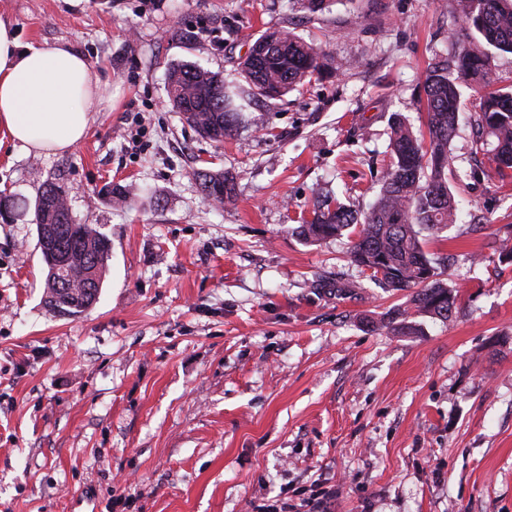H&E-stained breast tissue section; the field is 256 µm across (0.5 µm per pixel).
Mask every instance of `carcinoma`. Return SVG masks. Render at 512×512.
<instances>
[{
    "label": "carcinoma",
    "instance_id": "1",
    "mask_svg": "<svg viewBox=\"0 0 512 512\" xmlns=\"http://www.w3.org/2000/svg\"><path fill=\"white\" fill-rule=\"evenodd\" d=\"M457 19L470 31L469 44L448 58L432 62L423 88L425 121L390 122L389 163L376 173L379 193L366 211L324 198L312 217L292 229L308 244L332 237L355 236L351 262L370 278L395 291L410 292L415 312L443 321L457 311L458 294L444 281L448 256L425 251L426 235L453 224L457 202L448 180L459 179L448 151L457 134V114L464 89L478 94L473 115L471 153L482 154L498 173L512 169V90L494 88L487 77L491 49L512 53V0H455ZM245 84L228 83L191 62L170 65L169 101L202 137L221 142L232 136L241 120L234 98L257 101L286 95L313 77L336 72L322 48L286 30L258 37L239 62ZM208 201L223 204L235 198L234 178L224 172L198 173ZM60 183L46 182L34 206L37 247L46 270V304L61 317H74L96 303L111 256V242L87 224L75 223ZM63 258L68 278L52 279L55 262ZM338 296L354 295V285L338 278L320 280Z\"/></svg>",
    "mask_w": 512,
    "mask_h": 512
}]
</instances>
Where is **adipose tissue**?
I'll list each match as a JSON object with an SVG mask.
<instances>
[{
    "mask_svg": "<svg viewBox=\"0 0 512 512\" xmlns=\"http://www.w3.org/2000/svg\"><path fill=\"white\" fill-rule=\"evenodd\" d=\"M102 94L99 75L70 45L23 41L0 19V144L46 156L71 150Z\"/></svg>",
    "mask_w": 512,
    "mask_h": 512,
    "instance_id": "adipose-tissue-1",
    "label": "adipose tissue"
}]
</instances>
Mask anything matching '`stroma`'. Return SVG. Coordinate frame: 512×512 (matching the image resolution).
<instances>
[{
    "label": "stroma",
    "instance_id": "1",
    "mask_svg": "<svg viewBox=\"0 0 512 512\" xmlns=\"http://www.w3.org/2000/svg\"><path fill=\"white\" fill-rule=\"evenodd\" d=\"M453 0H0L24 41L67 42L101 78L73 150L0 149V512H512V177L466 159L476 100L451 143L457 221L427 241L451 255L460 309L409 306L351 264L348 238L292 227L320 189L365 210L393 114L419 125L424 73L464 38ZM322 46L336 74L249 108L218 143L168 102L170 63L236 78L266 30ZM231 173L233 202L197 174ZM76 223L112 242L97 303L44 301L33 205L48 180ZM130 185L120 202L113 185ZM332 272L343 299L315 287Z\"/></svg>",
    "mask_w": 512,
    "mask_h": 512
}]
</instances>
